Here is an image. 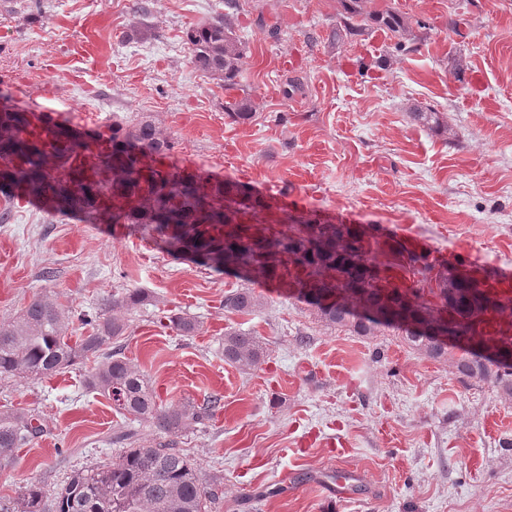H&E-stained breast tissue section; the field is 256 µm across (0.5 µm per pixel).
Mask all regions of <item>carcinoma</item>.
I'll return each instance as SVG.
<instances>
[{
  "label": "carcinoma",
  "mask_w": 512,
  "mask_h": 512,
  "mask_svg": "<svg viewBox=\"0 0 512 512\" xmlns=\"http://www.w3.org/2000/svg\"><path fill=\"white\" fill-rule=\"evenodd\" d=\"M344 30L358 33L375 23L402 38L405 18L387 9L366 11L363 0H341ZM228 12L187 31L195 68L224 85V112L235 123L253 117L239 89L246 44L238 34L237 0H224ZM60 125L42 112L0 108V192L9 199L61 194L69 212L98 224L124 215V223L152 231L175 254L189 255L216 271L236 266L244 278L270 282L305 301L319 321L359 336H374L391 325L369 315L411 316L441 324L453 313L459 328L477 347L512 358V294L495 292V308L484 307L454 267L437 265L399 241H382L359 226L332 224L311 214H291L273 197H259L246 186L204 178L182 169L166 170L158 158L172 144L145 117L114 123L100 133L94 148L59 136ZM16 185L22 191L13 192ZM384 260H377V256ZM260 305L249 285L224 295V309L247 314ZM70 311L56 300L36 296L17 317L0 325V378H45L89 360L88 387L112 400L116 411L144 420L163 432H176L214 415L220 399L201 406L190 402L163 406L148 382L123 356L120 346L105 350L124 335L127 323L115 315L86 320L90 330L67 335ZM170 322L183 336L198 329L192 317ZM404 341L433 359H450L460 375L490 381L512 397V362L407 328ZM224 362L242 371L256 367L266 350L256 336L224 332ZM41 432L34 417L20 409L0 411V466ZM211 490L187 457L173 448H126L111 463L82 470L44 500L37 482L22 487L13 506L0 512H206Z\"/></svg>",
  "instance_id": "carcinoma-1"
}]
</instances>
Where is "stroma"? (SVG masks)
<instances>
[{
	"label": "stroma",
	"mask_w": 512,
	"mask_h": 512,
	"mask_svg": "<svg viewBox=\"0 0 512 512\" xmlns=\"http://www.w3.org/2000/svg\"><path fill=\"white\" fill-rule=\"evenodd\" d=\"M130 2L0 0V93L20 109L72 115L71 129L89 135L148 117L174 143L163 166L220 181L276 188L306 170L295 211L347 210L381 238L404 229L427 240L436 259L466 247L512 267V0H367L426 25L412 51L377 27L337 33L340 0H238L246 124L225 116L223 87L195 69L187 43L224 0H143L141 16ZM91 20L99 54L74 55ZM142 22L156 38L122 41ZM292 78L300 88L284 95ZM428 109L447 134L409 117ZM4 205L0 322L45 295L71 309L79 334L85 314L139 289L142 305L115 311L128 325L124 357L164 404L216 397L221 409L162 433L90 391L87 365L2 378L0 411L34 414L42 432L0 469V497L31 481L54 495L75 472L151 444L219 480L208 512H512V397L494 384L461 379L399 330L326 327L269 284L257 286L253 312H227L241 279L174 256L141 229L50 216L0 194ZM175 314L197 319L196 335L173 329ZM228 327L264 342L258 367L225 363Z\"/></svg>",
	"instance_id": "stroma-1"
}]
</instances>
